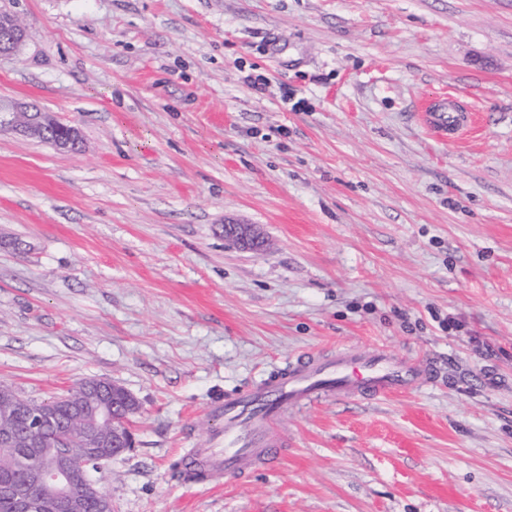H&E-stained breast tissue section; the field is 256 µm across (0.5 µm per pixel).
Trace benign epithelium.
I'll use <instances>...</instances> for the list:
<instances>
[{"mask_svg": "<svg viewBox=\"0 0 512 512\" xmlns=\"http://www.w3.org/2000/svg\"><path fill=\"white\" fill-rule=\"evenodd\" d=\"M24 41L19 23L0 28V57L14 54ZM2 129L31 137L44 135L46 142L59 150L74 151L80 146L76 127L21 102L0 104ZM224 239L244 249L261 244L260 232L251 224L224 225ZM78 389L90 399L69 396L68 415L82 420L83 428L77 434L65 430L54 440L46 437V431L61 421L55 402H35L8 389L0 390V398L8 401V414L25 418L29 427L23 439L0 433V452L33 462L19 480L0 477V495L12 501L15 512H86L90 502L96 512H112V500L89 473L87 462L103 465L132 447L129 423L140 411V403L107 378H87Z\"/></svg>", "mask_w": 512, "mask_h": 512, "instance_id": "obj_1", "label": "benign epithelium"}]
</instances>
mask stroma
I'll return each mask as SVG.
<instances>
[{
    "mask_svg": "<svg viewBox=\"0 0 512 512\" xmlns=\"http://www.w3.org/2000/svg\"><path fill=\"white\" fill-rule=\"evenodd\" d=\"M1 10L30 36L0 101L82 149L0 132V385L136 396L112 512H512V0ZM445 96L479 115L454 142L418 116ZM349 347L437 378L289 410L277 468L183 480L213 400ZM58 128L63 134L46 137V143L59 150L74 151L80 146L79 132L76 127L59 122L38 109L21 102L3 106L0 104V131L7 129L26 136H45L48 129ZM224 239L240 248H257L261 243L260 232L251 224H224Z\"/></svg>",
    "mask_w": 512,
    "mask_h": 512,
    "instance_id": "stroma-1",
    "label": "stroma"
}]
</instances>
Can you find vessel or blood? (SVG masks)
Returning <instances> with one entry per match:
<instances>
[{
	"instance_id": "vessel-or-blood-1",
	"label": "vessel or blood",
	"mask_w": 512,
	"mask_h": 512,
	"mask_svg": "<svg viewBox=\"0 0 512 512\" xmlns=\"http://www.w3.org/2000/svg\"><path fill=\"white\" fill-rule=\"evenodd\" d=\"M471 118L450 97L427 105L422 113L424 124L448 141L467 131ZM434 376L430 364L397 358L384 348L368 355L351 350L332 357L304 355L269 374L250 392L209 406V413L223 420L224 427L211 438L209 447L194 449L186 458L183 478L189 483H213L241 477L250 466L277 465L285 446L275 431L277 421L288 409L319 394L371 399L421 388Z\"/></svg>"
}]
</instances>
